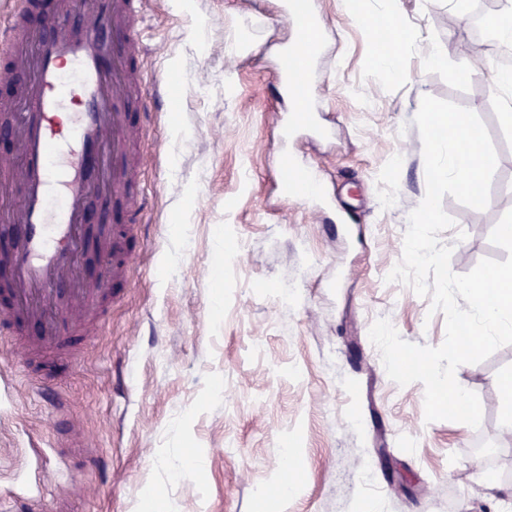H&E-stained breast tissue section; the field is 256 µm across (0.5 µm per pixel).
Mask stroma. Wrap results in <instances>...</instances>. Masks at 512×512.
<instances>
[{
    "label": "stroma",
    "instance_id": "obj_1",
    "mask_svg": "<svg viewBox=\"0 0 512 512\" xmlns=\"http://www.w3.org/2000/svg\"><path fill=\"white\" fill-rule=\"evenodd\" d=\"M323 39L310 123L277 93L298 26L284 0H142L135 78L155 100L128 104L145 133V210L100 336L50 360L45 394L18 338L0 332V512H512V440L501 434L500 380L512 345L456 379L476 393L479 427L426 421L424 387L387 375L369 338L391 322L436 347L443 313L386 277L424 199L423 96L476 113L497 153L485 209L444 196L440 232L454 273L506 260L490 241L512 210V92L497 73L512 48L486 21L502 0H310ZM394 16L402 78L374 65V17ZM173 76L175 91L165 78ZM324 171L328 197L285 198V162ZM357 188L359 224L333 217ZM66 412L51 404L54 394ZM299 453L283 496L285 442Z\"/></svg>",
    "mask_w": 512,
    "mask_h": 512
}]
</instances>
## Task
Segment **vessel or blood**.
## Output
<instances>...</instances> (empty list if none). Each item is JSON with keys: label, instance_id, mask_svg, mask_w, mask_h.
Returning <instances> with one entry per match:
<instances>
[{"label": "vessel or blood", "instance_id": "vessel-or-blood-1", "mask_svg": "<svg viewBox=\"0 0 512 512\" xmlns=\"http://www.w3.org/2000/svg\"><path fill=\"white\" fill-rule=\"evenodd\" d=\"M38 0H12L0 24V80L24 76L23 109L11 126L21 153L17 178L21 193L14 206L0 210L1 224L18 225L9 262L10 302L0 308V326L29 319L44 333L31 349L51 355L73 333L99 335L102 291L78 290L60 307L63 281L77 274V257L89 242L84 205L102 174L112 179L113 195L139 212L143 198L125 168L130 141L141 123L122 112L132 91L127 61L139 44L128 19L136 0H60L52 29L26 25ZM301 36L282 57V95L302 94L314 72L322 28L310 8L293 0ZM284 182L304 195L319 194L316 172L287 167Z\"/></svg>", "mask_w": 512, "mask_h": 512}]
</instances>
